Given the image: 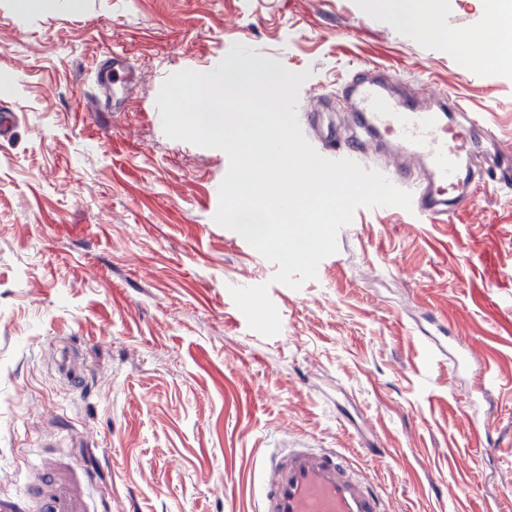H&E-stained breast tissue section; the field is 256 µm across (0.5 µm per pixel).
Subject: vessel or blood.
<instances>
[{"label": "vessel or blood", "instance_id": "vessel-or-blood-1", "mask_svg": "<svg viewBox=\"0 0 512 512\" xmlns=\"http://www.w3.org/2000/svg\"><path fill=\"white\" fill-rule=\"evenodd\" d=\"M128 70L122 55L101 59L98 83L103 95H110L113 84L127 82ZM342 94L354 103L361 136L419 160V178L399 164L382 170L395 187L410 189L414 214L433 223L475 205L473 190L485 183L483 173L471 165L477 146L474 131L484 125L479 115L462 122L452 119V112L461 111L460 103L420 104L376 69L357 71ZM361 136L346 140L340 152L326 147L327 157L361 161ZM86 481L75 468L35 470L20 502L0 499V512H14L20 503L34 504L37 512H91ZM256 504L257 512H385L376 486L356 476L334 452L304 444L279 449L266 459Z\"/></svg>", "mask_w": 512, "mask_h": 512}]
</instances>
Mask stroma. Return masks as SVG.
<instances>
[{"label": "stroma", "mask_w": 512, "mask_h": 512, "mask_svg": "<svg viewBox=\"0 0 512 512\" xmlns=\"http://www.w3.org/2000/svg\"><path fill=\"white\" fill-rule=\"evenodd\" d=\"M402 0H0V497L58 456L95 512H255L274 446L340 453L386 512H512V191L441 224L358 208L315 279L293 289L209 198L227 155L169 138L164 80L231 46L308 72L312 145L355 129L340 97L380 64L416 96L459 98L512 143V69L449 52L486 33L436 0L444 34ZM136 72L116 112L86 109L96 63ZM268 284L281 328L250 329L231 287ZM497 376L474 394L481 369ZM493 439L484 446L474 425ZM407 2L400 14V21L411 27L419 29L425 34H437L443 30L442 20L434 15L429 6L422 0H411Z\"/></svg>", "instance_id": "stroma-1"}]
</instances>
